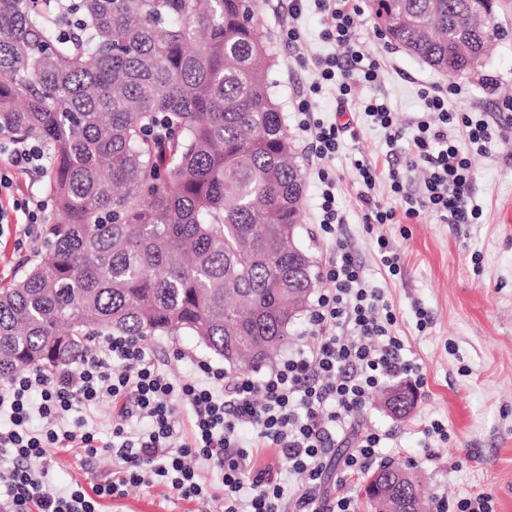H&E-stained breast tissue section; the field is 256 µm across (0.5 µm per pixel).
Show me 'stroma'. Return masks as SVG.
Instances as JSON below:
<instances>
[{"label":"stroma","mask_w":512,"mask_h":512,"mask_svg":"<svg viewBox=\"0 0 512 512\" xmlns=\"http://www.w3.org/2000/svg\"><path fill=\"white\" fill-rule=\"evenodd\" d=\"M256 8L275 57L270 93L303 160L300 240L320 267L329 254L315 222L321 185L298 134L297 103L316 79L315 60L331 54L333 47L321 37L324 15L313 0H306L298 21L303 34L299 49L278 35L282 18L276 0H256ZM356 23L366 49L388 56L390 65L380 87L356 85L352 109L357 137L345 140L331 164L336 200L346 218L339 234L356 253L366 278L383 289L396 311V334L405 344L404 354L419 365L427 383L406 417L390 415L377 394L355 422L388 433L385 457L414 464L424 494L451 502L487 493L494 512H512V112L503 108L512 101V0H502L496 14L499 37L485 67L479 75L459 77L463 92L449 102L455 110L477 107L489 122L499 124L503 139L499 155L472 158L473 193L483 209L474 224H444L429 212L396 224L365 223L352 160L366 156L384 172L403 164L404 157L389 155L383 131L362 114L363 103L384 97L404 124L421 109L422 85L447 82L448 76L377 37L371 12H363ZM381 237L401 256L398 275H390L380 262ZM418 307L430 316L422 331L416 327ZM149 344L155 358L176 377H192V355L215 366L224 364L188 336H154ZM181 350L186 353L182 359L177 356ZM434 420L447 428V441L424 435V427ZM47 465L48 483L56 491L78 484L90 487L110 478L114 467L111 454L85 461L70 448L51 450ZM198 508V503L176 499L163 485L131 486L124 497L103 500L101 512Z\"/></svg>","instance_id":"1"}]
</instances>
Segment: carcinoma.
I'll use <instances>...</instances> for the list:
<instances>
[{"label":"carcinoma","instance_id":"carcinoma-1","mask_svg":"<svg viewBox=\"0 0 512 512\" xmlns=\"http://www.w3.org/2000/svg\"><path fill=\"white\" fill-rule=\"evenodd\" d=\"M395 45L476 75L499 0H371ZM254 0H0V138L35 141L51 213L0 288V379L99 336H194L233 370L285 344L318 279L288 250L304 177ZM422 502L413 475L396 486Z\"/></svg>","mask_w":512,"mask_h":512}]
</instances>
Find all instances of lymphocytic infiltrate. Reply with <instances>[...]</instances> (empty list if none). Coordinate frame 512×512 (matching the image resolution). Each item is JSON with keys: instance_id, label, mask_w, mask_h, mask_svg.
Masks as SVG:
<instances>
[{"instance_id": "f902f5d3", "label": "lymphocytic infiltrate", "mask_w": 512, "mask_h": 512, "mask_svg": "<svg viewBox=\"0 0 512 512\" xmlns=\"http://www.w3.org/2000/svg\"><path fill=\"white\" fill-rule=\"evenodd\" d=\"M314 2L325 15L323 36L335 51L318 62V81L310 91L333 85L337 110L343 113L355 84L380 81L386 63L362 46L355 23L359 0ZM460 92L440 82L423 86L426 117L412 134L397 123L384 100L365 103L364 114L384 129L390 154L406 149L407 168L425 172L421 195L412 197L402 193L403 172L389 169L385 177L391 192L403 196L398 211L372 196L383 177L377 166L362 156L353 159L367 223L390 224L399 213L416 219L427 211L446 224H472L481 217L470 182L471 156L492 155L499 138L483 113L449 111V95ZM310 107L309 99L299 100V127L310 142L322 185L316 222L330 249L320 272L326 287L310 312L305 343L259 376L231 377L200 361L197 377L178 379L155 359L145 339L113 333L98 337L74 364L51 373L29 369L1 380L0 410L8 411L11 427L0 431V447L13 454L7 497L0 503L5 512H99L101 499L123 497L131 485L162 484L178 499L204 504L212 493L199 468L203 462L221 473L224 512H356L351 497L324 491L325 479L334 469L344 477L365 471L377 462L386 435L356 428L353 415L387 381L405 376L421 386L425 377L404 355L392 306L381 289L365 281L360 261L337 234L344 217L329 163L345 135L353 133V124L311 120ZM453 123L461 127L471 153L449 138ZM112 401L120 410L112 420L111 438L68 421L73 408L94 409ZM183 409L192 414L185 434L179 429ZM135 415L149 418L148 433L127 431L126 422ZM244 424L253 431L248 442L239 434ZM339 442L348 450L338 458L332 450ZM52 448H76L91 458L108 453L116 468L111 479L91 488L79 485L57 494L39 477V463ZM257 448L276 449L281 469L304 475V488H287L256 470Z\"/></svg>"}]
</instances>
